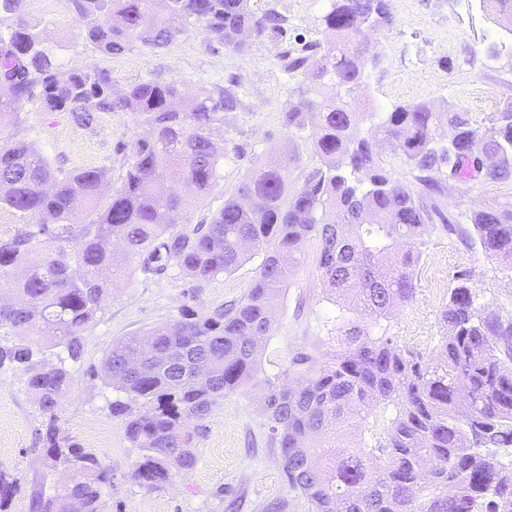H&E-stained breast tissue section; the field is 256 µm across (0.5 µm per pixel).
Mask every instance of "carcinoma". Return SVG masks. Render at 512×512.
<instances>
[{
    "mask_svg": "<svg viewBox=\"0 0 512 512\" xmlns=\"http://www.w3.org/2000/svg\"><path fill=\"white\" fill-rule=\"evenodd\" d=\"M84 22V40L104 55L138 42L164 50L190 25L233 51L284 32L288 16L252 0H67ZM512 35V0H479ZM389 0H330L323 42L286 64L304 70L285 108L289 140L310 143L320 165L298 184L287 172L296 153L261 154L234 194L207 221L186 220L188 199H206L227 156L217 133L239 99L233 86L193 92L176 80L133 82L112 91L106 69L64 73L62 46L44 43L23 21L0 35V131L20 122L19 109L69 112L88 125L99 113L132 112L149 128L122 158L111 201L101 206L105 167L63 171L24 137L0 139V210L32 218L0 236V366L27 375L49 423L46 455L67 473L40 493L33 512H103L110 470L75 445L62 446L59 400L81 361L84 333L138 259L145 274L168 271L201 286L264 254L251 288L225 309L151 327L112 344L94 374L124 395L112 416L140 450L132 479L153 490L195 463V433L213 406L253 382L279 449L289 487L312 512H512V313L479 302L471 273L459 271L438 313L444 330L434 353L398 344L378 329L397 306L412 302L420 260L417 243L433 226L414 190L381 166L379 142L390 143L424 190L443 182L512 183V100L483 129L453 102L376 106L352 103L378 55L369 30H389ZM373 122L372 134L362 124ZM448 127V135L438 133ZM87 220L74 223L75 211ZM470 245L512 271V203L492 201L469 217ZM316 236L322 284L336 296L328 331L338 349L315 360L295 352L296 386L258 378L259 345L273 329L280 294L304 241ZM123 244V258L109 248ZM36 245L42 260L18 275ZM112 269L115 279L101 277ZM141 358L127 374L128 357ZM356 420L368 436L357 448L312 446V438ZM18 479L0 469V508Z\"/></svg>",
    "mask_w": 512,
    "mask_h": 512,
    "instance_id": "cac0c4a2",
    "label": "carcinoma"
}]
</instances>
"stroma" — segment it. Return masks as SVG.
Instances as JSON below:
<instances>
[{
	"mask_svg": "<svg viewBox=\"0 0 512 512\" xmlns=\"http://www.w3.org/2000/svg\"><path fill=\"white\" fill-rule=\"evenodd\" d=\"M395 24L372 32L369 39L380 64L363 98L392 108L446 98L472 113L477 127L487 125L500 103L512 99V54L488 60L489 42L504 32L481 8L479 0H390ZM278 6L288 28L275 39L248 41L238 51L211 42L204 30L188 27L169 48L156 51L141 45L123 54H98L83 40V23L66 0H27L21 18L38 26L48 44L61 45L64 72L104 68L115 90L147 79L176 80L195 90L213 91L236 81L242 105L224 116L223 136L231 149L218 167L217 183L208 199L194 207L190 224L209 218L232 194L254 156L288 143L283 110L295 85L283 69V51L322 39L320 20L326 0H254L263 11ZM22 133L52 166L74 170L110 165L119 177L122 146L147 133L129 112L103 115L89 126L78 125L67 112H45L35 103L21 109ZM512 200V184L472 181L445 185L442 192L423 194L424 205L437 208L458 227L435 229L419 244L415 300L398 307L383 326L402 344L429 353L439 341L437 313L448 298L454 274L472 273L480 302L512 310V276L498 272L496 262L471 247L467 234L472 210L490 200ZM277 310L273 329L262 342L261 370L272 375L287 370L294 351L303 348L323 355L336 347L325 323L336 303L324 290L317 266L318 241L309 238ZM263 258L255 253L236 271L221 274L196 288L173 275L144 276L130 264L121 283L85 334L84 354L74 366L75 381L62 396L57 425L71 442L94 453L112 472V488L104 512H311L308 502L292 491L284 477L279 451L272 444L259 403V392L247 389L226 397L203 422L195 440L197 463L164 487L149 490L131 477L140 451L112 417L108 403L116 397L91 371L118 339L158 324L226 307L250 288ZM47 418L34 402L27 378L18 369L0 367V468L12 473L19 489L9 512H31L38 492H51L63 478L39 443Z\"/></svg>",
	"mask_w": 512,
	"mask_h": 512,
	"instance_id": "35a3bbf8",
	"label": "stroma"
}]
</instances>
